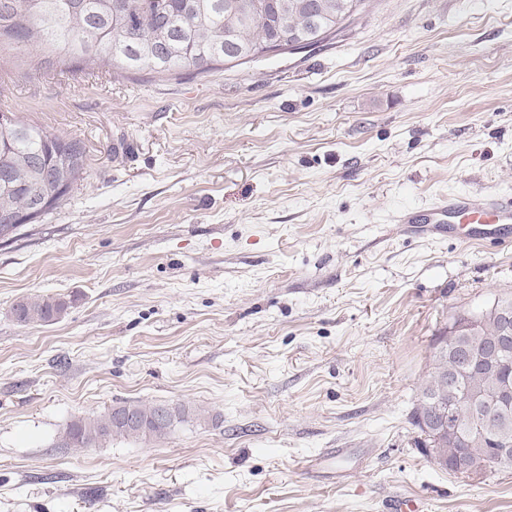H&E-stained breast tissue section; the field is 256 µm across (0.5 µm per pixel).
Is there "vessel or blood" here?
Listing matches in <instances>:
<instances>
[{
    "label": "vessel or blood",
    "mask_w": 512,
    "mask_h": 512,
    "mask_svg": "<svg viewBox=\"0 0 512 512\" xmlns=\"http://www.w3.org/2000/svg\"><path fill=\"white\" fill-rule=\"evenodd\" d=\"M397 221L408 231L434 240L449 232L464 242L487 237L502 240L512 224V197L453 194L438 200L424 213L402 210Z\"/></svg>",
    "instance_id": "obj_1"
}]
</instances>
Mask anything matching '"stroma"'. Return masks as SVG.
<instances>
[{
    "label": "stroma",
    "instance_id": "1",
    "mask_svg": "<svg viewBox=\"0 0 512 512\" xmlns=\"http://www.w3.org/2000/svg\"><path fill=\"white\" fill-rule=\"evenodd\" d=\"M0 111L86 155L0 241V512H512V468L442 470L412 423L436 337L512 296V243L395 222L512 196V0H372L317 46L173 78L0 49ZM36 295L68 308L19 324ZM125 402L189 414L64 447Z\"/></svg>",
    "mask_w": 512,
    "mask_h": 512
}]
</instances>
